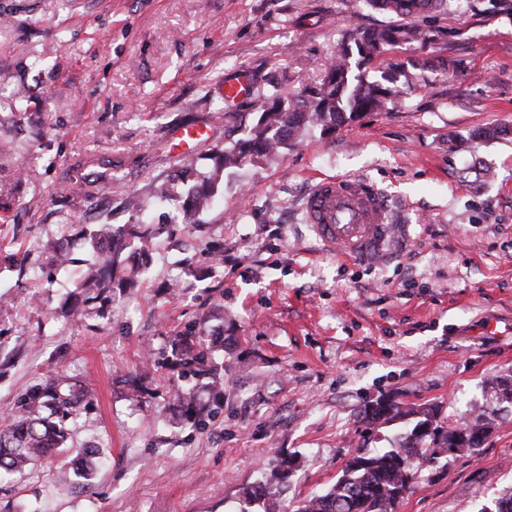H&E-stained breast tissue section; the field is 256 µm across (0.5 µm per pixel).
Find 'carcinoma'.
I'll return each instance as SVG.
<instances>
[{"label":"carcinoma","mask_w":512,"mask_h":512,"mask_svg":"<svg viewBox=\"0 0 512 512\" xmlns=\"http://www.w3.org/2000/svg\"><path fill=\"white\" fill-rule=\"evenodd\" d=\"M403 2L369 0L375 8H391V13L399 20L381 28L360 31L350 38L336 59L325 65V77L319 86L306 87L299 97L291 100L279 82H271L273 91L255 104L245 136L217 151L212 168L203 176L207 187L193 183L186 189L184 223H199V217L211 205L213 191L223 180L225 171L277 152L309 126L319 127L321 132L329 134L369 112H382L395 104L403 93L398 78L386 68L381 72V80L371 81L362 72V67L380 61L393 46L411 43L425 46L448 37L442 30L408 20L410 14L404 12ZM158 234L157 229L143 220L125 233L108 222L96 224L85 236L93 254L91 258L81 260L66 251L64 240H47L45 250L53 265L66 268L81 263L80 272L73 279L74 301L67 313L78 315L85 310L86 303L106 299L115 288L129 290L136 287L139 266L129 249L132 242L137 241L143 253H148ZM202 344L200 334L194 327H188L174 339L172 355L190 354L192 362L202 366L201 372L212 374L214 369L204 366L203 351H195ZM87 400L85 388L67 375L35 388L17 418L0 429V476L18 472L34 459L65 447L71 424ZM434 411V405L415 410L391 401H379L376 416L364 415L363 421L369 425L376 422L378 416L385 417L387 423L416 417L390 447L368 455L352 456L333 485L319 495L299 501L296 506L281 498L282 487L290 477L288 461L283 460L270 476L243 491L244 501L259 505L261 512H395L398 503L410 491L417 472L437 461L436 449L448 447V440L438 442L437 433L430 437L431 445L427 447L425 436L417 433L419 425ZM95 455L97 451L91 448L79 454L72 463L73 472L89 479L94 473Z\"/></svg>","instance_id":"1"}]
</instances>
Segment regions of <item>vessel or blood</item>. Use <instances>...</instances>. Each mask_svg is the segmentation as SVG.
I'll return each mask as SVG.
<instances>
[{
  "instance_id": "1",
  "label": "vessel or blood",
  "mask_w": 512,
  "mask_h": 512,
  "mask_svg": "<svg viewBox=\"0 0 512 512\" xmlns=\"http://www.w3.org/2000/svg\"><path fill=\"white\" fill-rule=\"evenodd\" d=\"M247 76L226 81L224 102L232 106L251 96ZM306 222L317 240L328 249L349 257L377 263L400 248L405 228L390 223L389 200L375 184L342 176L316 182L303 203Z\"/></svg>"
}]
</instances>
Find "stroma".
I'll return each mask as SVG.
<instances>
[{
  "instance_id": "1",
  "label": "stroma",
  "mask_w": 512,
  "mask_h": 512,
  "mask_svg": "<svg viewBox=\"0 0 512 512\" xmlns=\"http://www.w3.org/2000/svg\"><path fill=\"white\" fill-rule=\"evenodd\" d=\"M392 20L366 0H0V180H15L19 154L39 171L0 197V427L47 379L92 393L67 448L0 482V512H244V488L283 457L296 502L401 432L362 420L385 399L436 405L451 426L492 421L480 448L418 472L396 512H480L512 488V403L498 390L512 383V0L420 16L447 45L385 59L425 85L226 173L199 223H169L155 196L163 183L181 194L183 171L238 139L225 79L319 86L354 29ZM190 123L210 136L182 153L170 135ZM492 126L511 133L471 140ZM331 176L382 189L406 250L380 264L325 250L302 205ZM131 194L160 228L151 264L132 292L66 315L72 280L45 241L136 223ZM195 322L219 384L161 364ZM79 448L100 453L88 481L64 469Z\"/></svg>"
}]
</instances>
